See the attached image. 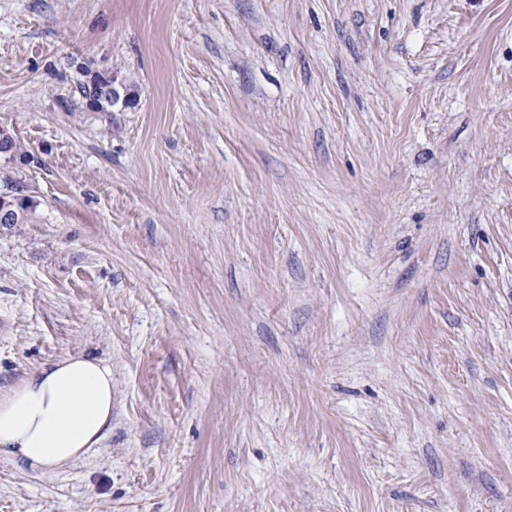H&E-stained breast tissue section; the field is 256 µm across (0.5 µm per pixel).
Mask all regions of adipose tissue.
Returning a JSON list of instances; mask_svg holds the SVG:
<instances>
[{"label":"adipose tissue","instance_id":"1","mask_svg":"<svg viewBox=\"0 0 512 512\" xmlns=\"http://www.w3.org/2000/svg\"><path fill=\"white\" fill-rule=\"evenodd\" d=\"M112 426V367L68 356L0 391V453L51 473L86 456Z\"/></svg>","mask_w":512,"mask_h":512}]
</instances>
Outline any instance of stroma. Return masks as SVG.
I'll return each instance as SVG.
<instances>
[{
    "mask_svg": "<svg viewBox=\"0 0 512 512\" xmlns=\"http://www.w3.org/2000/svg\"><path fill=\"white\" fill-rule=\"evenodd\" d=\"M0 128V389L112 366L0 512H512V0H0ZM82 71L88 75V78L91 79V82L85 84L82 80L78 79L74 82V97L77 96L82 106L89 111L94 112H114V108L118 106L112 105L114 101L118 99L119 91L115 86V78L112 77V98L108 102L106 106H102L100 109H92L86 107L87 100L92 96H100L102 92L106 90L108 86L111 85V74L110 73H101V71H91L87 67L82 65ZM17 191L21 192L22 188L18 187L16 190H13V192L10 193H0V197L2 198V202L0 199V223H2L0 226L3 230H10L15 224L24 223V221L26 220L27 210L30 207L29 199L27 198V196L20 194L8 198L10 195H14L15 193H17ZM8 200L13 206L16 213L10 208ZM14 216H16L15 220Z\"/></svg>",
    "mask_w": 512,
    "mask_h": 512,
    "instance_id": "35a3bbf8",
    "label": "stroma"
}]
</instances>
